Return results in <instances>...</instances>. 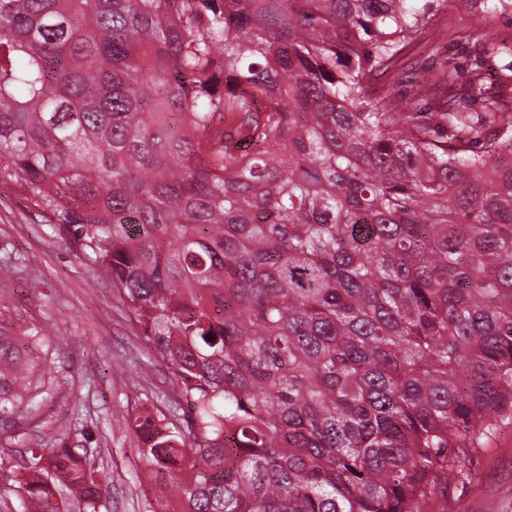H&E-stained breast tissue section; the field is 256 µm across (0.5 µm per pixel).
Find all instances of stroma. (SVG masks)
Instances as JSON below:
<instances>
[{"instance_id": "stroma-1", "label": "stroma", "mask_w": 512, "mask_h": 512, "mask_svg": "<svg viewBox=\"0 0 512 512\" xmlns=\"http://www.w3.org/2000/svg\"><path fill=\"white\" fill-rule=\"evenodd\" d=\"M490 32L512 42V4L488 14L479 7L461 8L456 0H436L432 24L411 36L396 70L373 75L371 84L389 85L418 110L438 111L447 99L443 87L416 95L411 74L439 68L447 58L467 67ZM95 277L93 266L28 210L15 186L1 182L0 286L10 288L22 329L52 324L67 338L48 366L75 383L61 386L48 414L59 432L76 416L88 425L101 450L98 462L111 475L109 512H145L137 482L144 466L137 434L121 413L127 402L174 394L175 379L118 293L95 285ZM506 485L512 486V423L478 449L471 478L449 477L424 512H512V496L501 492Z\"/></svg>"}]
</instances>
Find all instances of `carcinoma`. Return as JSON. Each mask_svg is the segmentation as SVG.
Listing matches in <instances>:
<instances>
[{"label": "carcinoma", "instance_id": "cac0c4a2", "mask_svg": "<svg viewBox=\"0 0 512 512\" xmlns=\"http://www.w3.org/2000/svg\"><path fill=\"white\" fill-rule=\"evenodd\" d=\"M433 2L0 0V181L176 380L125 410L146 512H422L512 421V107L478 65L429 118L364 85ZM10 313L20 512H103L92 435L43 427L59 337Z\"/></svg>", "mask_w": 512, "mask_h": 512}]
</instances>
